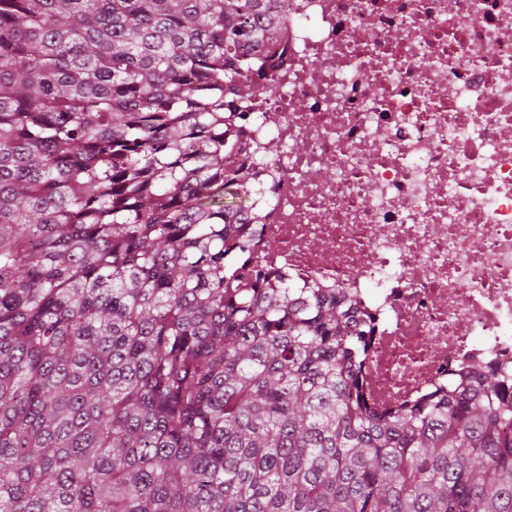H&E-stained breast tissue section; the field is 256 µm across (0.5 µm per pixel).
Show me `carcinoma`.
Wrapping results in <instances>:
<instances>
[{"mask_svg": "<svg viewBox=\"0 0 512 512\" xmlns=\"http://www.w3.org/2000/svg\"><path fill=\"white\" fill-rule=\"evenodd\" d=\"M288 13L0 0V512H512V383L371 409L345 296L242 269Z\"/></svg>", "mask_w": 512, "mask_h": 512, "instance_id": "obj_1", "label": "carcinoma"}]
</instances>
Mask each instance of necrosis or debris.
I'll use <instances>...</instances> for the list:
<instances>
[{
  "mask_svg": "<svg viewBox=\"0 0 512 512\" xmlns=\"http://www.w3.org/2000/svg\"><path fill=\"white\" fill-rule=\"evenodd\" d=\"M263 67L228 97L262 192L250 267L373 320L375 409L475 363L512 381V0H290Z\"/></svg>",
  "mask_w": 512,
  "mask_h": 512,
  "instance_id": "1",
  "label": "necrosis or debris"
}]
</instances>
